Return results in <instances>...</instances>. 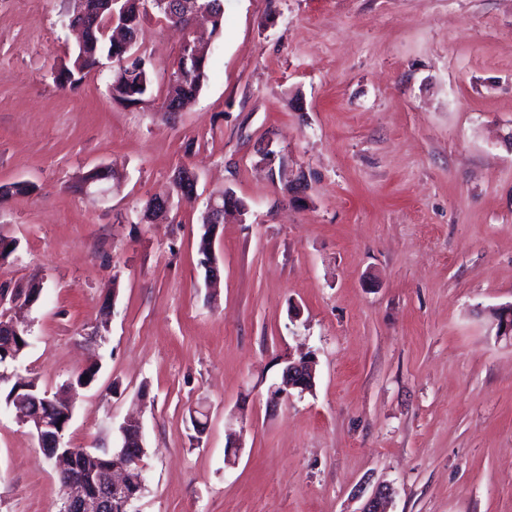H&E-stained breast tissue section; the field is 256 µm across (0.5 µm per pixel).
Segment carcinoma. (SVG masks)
Listing matches in <instances>:
<instances>
[{"label":"carcinoma","instance_id":"cac0c4a2","mask_svg":"<svg viewBox=\"0 0 512 512\" xmlns=\"http://www.w3.org/2000/svg\"><path fill=\"white\" fill-rule=\"evenodd\" d=\"M150 9L167 24L185 26L191 15L204 9L211 19V34L217 38L223 35L224 11L218 0H67L63 18L84 22V43L74 52L70 64L54 71L56 85L65 91L75 89L107 57L117 62L109 81L113 100L141 104L151 98L150 62L121 65V41L115 37L119 32L124 39L137 38L142 18ZM210 54L208 44L187 35L159 111L176 112L199 95L207 77Z\"/></svg>","mask_w":512,"mask_h":512}]
</instances>
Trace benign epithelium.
Here are the masks:
<instances>
[{
    "instance_id": "1",
    "label": "benign epithelium",
    "mask_w": 512,
    "mask_h": 512,
    "mask_svg": "<svg viewBox=\"0 0 512 512\" xmlns=\"http://www.w3.org/2000/svg\"><path fill=\"white\" fill-rule=\"evenodd\" d=\"M234 203L233 197L227 193L222 203L216 196L209 200L208 220L204 229L209 231L210 238L216 237L223 226V212L232 208ZM35 303L36 296L31 294L27 286L13 289L11 306L30 309ZM490 327L498 338L512 342V305L497 308ZM284 363L281 382L268 389V402L273 406L294 392L301 397L312 391L315 385L316 361L313 356L305 354L298 359L288 357ZM24 390V384L18 383L10 409L40 445L46 444L56 449L50 458L65 492V512H112L116 508L120 512H134L133 505L145 489L142 464L145 446L139 422L129 421L122 425L121 443L115 450L84 451V459L95 465L96 489L89 492L86 489V469L76 464L71 452L59 449L72 418L71 406L53 396L48 400L46 413L33 414L27 408L24 396L20 395ZM132 438L137 441L135 449L129 446ZM393 494V487L378 485L362 512H386V504Z\"/></svg>"
}]
</instances>
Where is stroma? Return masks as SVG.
Returning <instances> with one entry per match:
<instances>
[{
    "mask_svg": "<svg viewBox=\"0 0 512 512\" xmlns=\"http://www.w3.org/2000/svg\"><path fill=\"white\" fill-rule=\"evenodd\" d=\"M205 84L159 105L182 36L139 46L152 98L112 100V60L61 92L64 0H0V288L43 283L9 370L74 387L63 445L142 426L136 512H512V0H223ZM306 190L287 197L275 171ZM112 173L107 195L73 191ZM192 201L141 218L178 169ZM230 191L207 287L198 241ZM315 387L278 406L288 355ZM242 432L224 463L225 428ZM63 489L0 402V512H59ZM496 317L490 322L491 329L495 330V335L506 341L512 342V305H507L495 309Z\"/></svg>",
    "mask_w": 512,
    "mask_h": 512,
    "instance_id": "stroma-1",
    "label": "stroma"
}]
</instances>
